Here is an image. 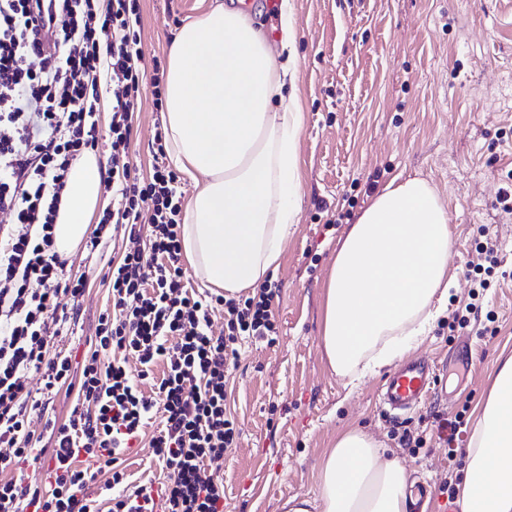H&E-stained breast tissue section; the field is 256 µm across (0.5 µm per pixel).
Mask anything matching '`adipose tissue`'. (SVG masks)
<instances>
[{"mask_svg":"<svg viewBox=\"0 0 512 512\" xmlns=\"http://www.w3.org/2000/svg\"><path fill=\"white\" fill-rule=\"evenodd\" d=\"M271 44L238 6L217 0L167 48L165 148L196 185L180 226L182 252L212 292L236 298L279 266L304 188L297 171L299 100L292 0L279 4ZM104 170L85 153L69 173L54 248L74 254L103 201ZM448 211L415 176L377 192L336 246L323 288L320 342L354 387L413 348L453 286ZM317 497L283 512H408L407 472L359 429L338 431L319 466ZM463 512H512V357L498 368L473 426L459 486Z\"/></svg>","mask_w":512,"mask_h":512,"instance_id":"1","label":"adipose tissue"}]
</instances>
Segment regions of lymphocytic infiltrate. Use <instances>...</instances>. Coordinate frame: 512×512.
<instances>
[{"mask_svg":"<svg viewBox=\"0 0 512 512\" xmlns=\"http://www.w3.org/2000/svg\"><path fill=\"white\" fill-rule=\"evenodd\" d=\"M143 60L139 0H0V211L14 218L0 225V468L46 455L56 462L40 487L1 479L0 512H128L134 501L141 512H224V482L210 465L236 440L224 412L225 371L240 340L275 343L280 289L267 282L227 300L187 288L177 175L158 163L141 178L130 159L142 92L159 84ZM107 94L112 122L102 139L97 112ZM103 143L112 207L86 246L121 235L133 247L108 271L112 310L76 366L49 351L76 321L72 304L85 291L83 278H64L53 228L72 165ZM477 251L484 260L453 313L462 328L495 319L484 298L497 257L482 244ZM219 306L226 331L216 336L210 314ZM34 372L44 390L76 395L67 422L41 446L31 417L39 403L28 386ZM157 412L165 426L150 446L166 479L129 487L121 457ZM91 461L111 469L101 502L83 493Z\"/></svg>","mask_w":512,"mask_h":512,"instance_id":"obj_1","label":"lymphocytic infiltrate"}]
</instances>
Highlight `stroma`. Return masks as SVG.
Listing matches in <instances>:
<instances>
[{"mask_svg":"<svg viewBox=\"0 0 512 512\" xmlns=\"http://www.w3.org/2000/svg\"><path fill=\"white\" fill-rule=\"evenodd\" d=\"M214 0H141L142 48L167 69L176 31ZM296 17V87L303 121L298 169L304 197L272 279L280 294L274 345L245 342L227 375V411L239 429L224 455V512H281L294 495L318 494V466L339 430L359 428L398 460L411 482L432 486L427 512H442L458 484L475 408L487 397L499 361L512 356V0H292ZM163 113L145 99L133 136L141 174L155 162ZM427 179L453 232L448 265L455 286L440 315L411 350L438 365L453 399L432 395L394 420L377 401L383 374L348 388L326 362L320 306L344 226L391 181ZM353 205L345 224L331 210ZM497 232L499 274L485 296L494 321L451 326L466 297L468 263L482 227ZM111 248L78 249L65 273L84 276L72 333L55 350L81 358L98 319L111 310L106 276ZM423 447L402 446L403 433Z\"/></svg>","mask_w":512,"mask_h":512,"instance_id":"35a3bbf8","label":"stroma"}]
</instances>
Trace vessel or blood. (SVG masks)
I'll list each match as a JSON object with an SVG mask.
<instances>
[{
  "label": "vessel or blood",
  "mask_w": 512,
  "mask_h": 512,
  "mask_svg": "<svg viewBox=\"0 0 512 512\" xmlns=\"http://www.w3.org/2000/svg\"><path fill=\"white\" fill-rule=\"evenodd\" d=\"M437 385L432 365L410 361L396 365L382 388L381 404L389 416L399 418L416 409Z\"/></svg>",
  "instance_id": "vessel-or-blood-1"
}]
</instances>
